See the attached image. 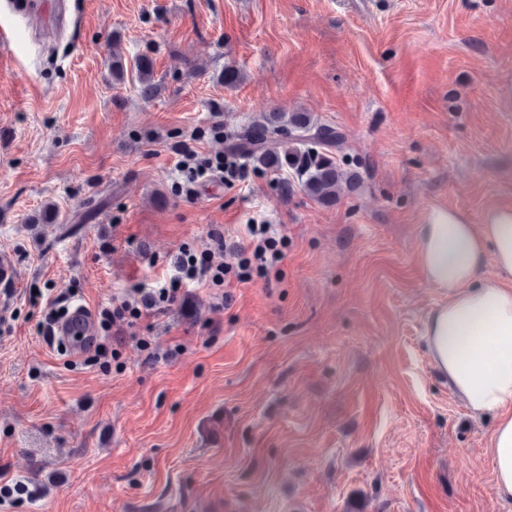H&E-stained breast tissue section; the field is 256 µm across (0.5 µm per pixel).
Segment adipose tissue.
I'll list each match as a JSON object with an SVG mask.
<instances>
[{"label": "adipose tissue", "instance_id": "1", "mask_svg": "<svg viewBox=\"0 0 512 512\" xmlns=\"http://www.w3.org/2000/svg\"><path fill=\"white\" fill-rule=\"evenodd\" d=\"M417 240L425 281L448 293L427 317L428 352L470 412L493 417L495 493L512 500V206L492 207L476 224L432 209Z\"/></svg>", "mask_w": 512, "mask_h": 512}]
</instances>
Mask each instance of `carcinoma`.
I'll use <instances>...</instances> for the list:
<instances>
[{"label":"carcinoma","instance_id":"carcinoma-1","mask_svg":"<svg viewBox=\"0 0 512 512\" xmlns=\"http://www.w3.org/2000/svg\"><path fill=\"white\" fill-rule=\"evenodd\" d=\"M129 73L134 74L140 96L153 98V58L142 53L129 69L121 54H112L113 82H124ZM343 139L341 131L317 124L306 112H270L246 133L230 137V147L258 168L292 172L307 196L329 204L336 200L340 184L348 180L334 156Z\"/></svg>","mask_w":512,"mask_h":512}]
</instances>
